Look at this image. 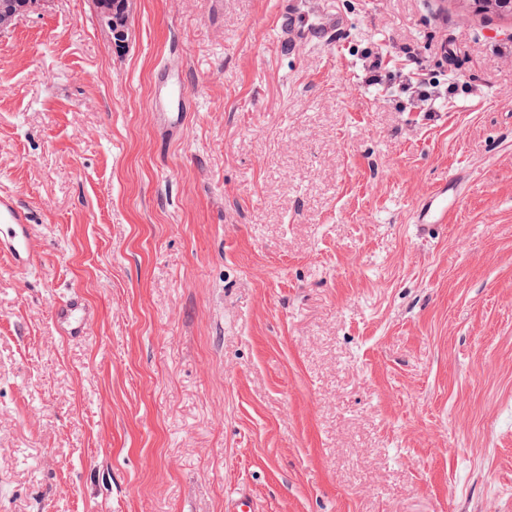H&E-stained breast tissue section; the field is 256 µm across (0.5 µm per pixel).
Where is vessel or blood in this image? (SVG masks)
I'll return each mask as SVG.
<instances>
[{
    "label": "vessel or blood",
    "mask_w": 512,
    "mask_h": 512,
    "mask_svg": "<svg viewBox=\"0 0 512 512\" xmlns=\"http://www.w3.org/2000/svg\"><path fill=\"white\" fill-rule=\"evenodd\" d=\"M276 24L281 31V43L288 46L302 41L317 46L337 42L343 28L342 21L332 13L321 14L316 22H308L298 0H280ZM157 89L167 90L179 100L177 110L167 108L163 98H156L154 109L158 124L165 132L180 133L191 118L192 102L179 77L168 69H158ZM462 183L458 178L440 179L415 204L413 221L417 224L447 223L451 211L461 196ZM42 244L30 216L13 196L0 194V256L8 260L12 270L26 274L36 268ZM55 318L66 334L84 335L90 322V310L79 297H72L55 309Z\"/></svg>",
    "instance_id": "b4317fda"
}]
</instances>
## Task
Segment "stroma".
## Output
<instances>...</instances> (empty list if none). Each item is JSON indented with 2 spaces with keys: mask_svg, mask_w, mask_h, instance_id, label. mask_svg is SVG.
I'll return each mask as SVG.
<instances>
[{
  "mask_svg": "<svg viewBox=\"0 0 512 512\" xmlns=\"http://www.w3.org/2000/svg\"><path fill=\"white\" fill-rule=\"evenodd\" d=\"M305 2L334 47L282 50L278 0H131L120 48L92 0L0 34V194L42 241L0 259V512H512V16ZM370 44L467 91L397 111ZM155 84L158 90L154 101L157 122L165 132L176 135L187 126L191 118L192 102L190 96L182 86L179 77H176L169 69H165L164 66L157 70ZM163 89H167L171 97H177L179 99L176 112L167 108L161 97ZM462 183L457 176L440 179L422 196L413 210V223L447 224L448 217L461 197ZM55 318L68 336H82L90 322V309L75 296L56 307Z\"/></svg>",
  "mask_w": 512,
  "mask_h": 512,
  "instance_id": "obj_1",
  "label": "stroma"
}]
</instances>
